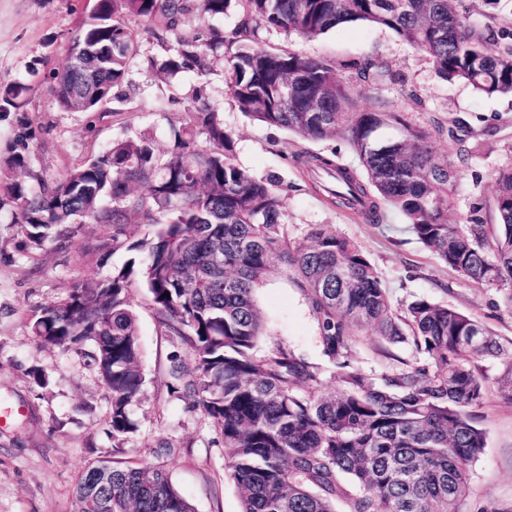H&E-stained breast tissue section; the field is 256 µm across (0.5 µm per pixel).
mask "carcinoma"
Masks as SVG:
<instances>
[{"mask_svg":"<svg viewBox=\"0 0 512 512\" xmlns=\"http://www.w3.org/2000/svg\"><path fill=\"white\" fill-rule=\"evenodd\" d=\"M242 14L226 37L185 28L192 11ZM139 20L171 31L175 44L152 67L165 80L191 71L206 80L219 59L234 103L245 115L306 140L340 138L358 157L351 167L331 156L299 162L331 205L370 224L399 212L407 230L466 280L512 288V166L498 172L489 204L475 203L466 223L448 219V195L473 151L448 128L455 150L403 118L383 96L360 106L335 66L258 45L260 26L312 39L341 24L364 22L392 31L431 61L436 75L462 81L485 97H512V26L471 17L464 0H88L67 63L49 72L57 102L69 112L109 111L112 90L127 77L139 47L130 25ZM88 49L86 69L97 82L77 101L72 50ZM374 87L393 80L386 61L354 64ZM0 82V112L25 106L37 77ZM184 124L171 128L172 147L157 152L147 136L112 142L55 178L31 170L41 128L18 125L0 174L7 178L0 209L13 206L25 250L51 243L66 249L72 225L105 224L103 249L143 254L115 266L92 285L74 283L61 302L31 311L39 343L83 351L90 346L110 395L112 440L137 431L132 406L145 378L131 304L140 283L161 323L186 346L171 357L170 377L202 409L224 439L225 468L239 491L241 512H458L470 464L486 448L474 410L487 393L477 361L506 367L512 396V339L473 317L425 297L396 307L357 244L327 224L291 240L272 180L236 163V140L196 89ZM492 211L496 233L481 212ZM136 221L149 233L130 241ZM274 277L292 280L307 301L322 354L341 388L316 397L319 367L284 347L256 354L268 334L255 299ZM370 329L410 351L406 367L366 373L353 363L357 336ZM194 512L166 469L146 460H101L72 491V512Z\"/></svg>","mask_w":512,"mask_h":512,"instance_id":"carcinoma-1","label":"carcinoma"}]
</instances>
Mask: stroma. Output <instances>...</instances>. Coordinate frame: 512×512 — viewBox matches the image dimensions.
<instances>
[{
  "label": "stroma",
  "mask_w": 512,
  "mask_h": 512,
  "mask_svg": "<svg viewBox=\"0 0 512 512\" xmlns=\"http://www.w3.org/2000/svg\"><path fill=\"white\" fill-rule=\"evenodd\" d=\"M80 6L81 0H0V79L25 74L39 61L49 70L62 68ZM132 28L139 54L128 74L130 98L120 103L118 112L64 111L52 82L37 80L22 111L0 116V157L23 121L43 130L32 168L50 178L126 136L150 135L157 149L166 151L169 130L182 123L188 96L203 86L225 127L235 134L237 164L255 177L274 180L284 199L282 221L289 238L301 239L312 224L331 225L368 255L393 300L428 297L469 314L500 338H512L506 289L465 280L407 232L399 214H389L385 223L369 224L337 210L315 190L299 155L336 152L343 163L356 165L344 142L304 140L250 120L236 107L220 65L202 84L190 73L172 86L158 81L150 63L166 55L174 36L157 37L140 21ZM260 38L262 47L335 63L338 77L353 85L360 104H368L375 94L384 95L395 111L433 132L440 147L448 145L449 121L465 119L475 155L457 173L448 216L465 221L472 204L492 200L497 172L512 165V97L487 98L465 83L441 80L422 52L375 26L342 24L313 39L264 27ZM374 56L388 62L395 81L376 88L357 79L353 63ZM489 126L496 134L487 139L482 132ZM109 233V227L84 224L66 250L56 251L49 244L30 254L23 250L24 237L19 225L12 223L10 209L0 210V512H70L79 475L97 460L115 455L160 462L195 512H240L238 489L224 468L220 432L171 386L170 358L186 349L159 323L143 289H134L132 298L146 381L133 408L138 430L122 448H115L112 441L108 391L91 358L41 346L29 331L31 308L56 304L73 282L102 280L129 260V252L123 250L105 257L96 254V245ZM257 301L269 321L263 350L282 345L326 366L300 289L276 278L259 290ZM386 347L379 336L363 333L354 350L356 365L377 374L398 369L399 359L410 356L398 347L394 359L384 358L381 352ZM482 366L489 391L475 417L487 446L469 466V489L460 512H479L490 501L512 505V400L500 389L505 367L495 360L483 361ZM37 369L45 373L46 385L34 381ZM165 442L171 444V453L158 455Z\"/></svg>",
  "instance_id": "1"
}]
</instances>
